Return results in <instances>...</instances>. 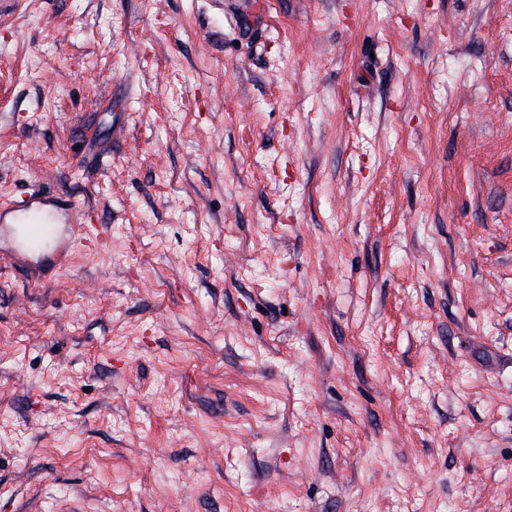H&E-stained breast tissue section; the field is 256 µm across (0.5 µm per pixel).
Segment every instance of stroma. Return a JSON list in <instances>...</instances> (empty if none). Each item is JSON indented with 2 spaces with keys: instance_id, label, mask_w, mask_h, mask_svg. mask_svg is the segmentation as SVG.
Segmentation results:
<instances>
[{
  "instance_id": "obj_1",
  "label": "stroma",
  "mask_w": 512,
  "mask_h": 512,
  "mask_svg": "<svg viewBox=\"0 0 512 512\" xmlns=\"http://www.w3.org/2000/svg\"><path fill=\"white\" fill-rule=\"evenodd\" d=\"M0 14V512H512V0ZM59 201L57 198L53 197H36L22 200H11L10 203L6 205L0 210V220L2 214L5 216L7 214H13V221H19L20 216L15 215L16 213H27V212H36L43 215L51 216L53 219L47 222L46 219L42 220H33L29 221L28 225H23L22 234L23 236H27V231L29 229V234L31 238L37 239L46 234L45 228L42 227L41 224H60V216L57 213L55 208H58ZM58 216V217H57ZM14 223V224H15ZM28 226V227H27Z\"/></svg>"
}]
</instances>
